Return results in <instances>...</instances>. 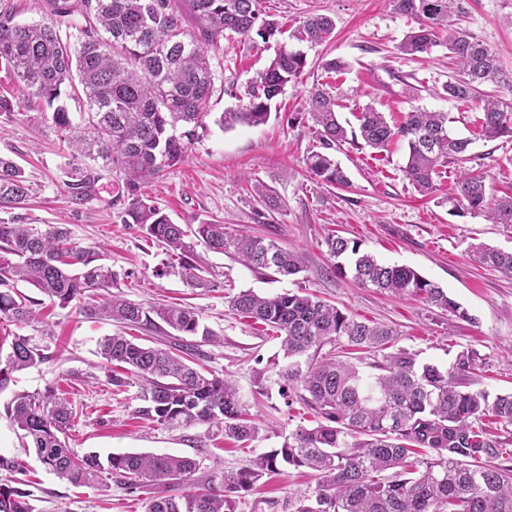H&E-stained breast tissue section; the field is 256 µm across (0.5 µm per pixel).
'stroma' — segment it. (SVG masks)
Returning <instances> with one entry per match:
<instances>
[{"instance_id": "obj_1", "label": "stroma", "mask_w": 512, "mask_h": 512, "mask_svg": "<svg viewBox=\"0 0 512 512\" xmlns=\"http://www.w3.org/2000/svg\"><path fill=\"white\" fill-rule=\"evenodd\" d=\"M460 3L452 28L467 30L496 53L504 70L512 71V0ZM261 8L283 23V34L267 41L257 36L230 39L223 53L212 55L215 80L206 126L184 161L148 182L144 191L175 223L219 220L231 233L271 236L283 247L299 250L305 270L293 278L267 279L206 250L200 256L208 269L207 287H188L174 275L156 276L167 260L165 249L143 238L135 225L121 223L114 203L121 183L115 173L102 171L91 197L72 200L63 142L41 110L29 106L0 69V98L12 102L10 111L0 112V156L22 166L32 187L24 205L0 210V221L67 225L81 245L105 251L119 275L117 294L146 305L181 303L198 311L202 324L224 342L198 344L196 362L232 376L260 428L258 439L243 448L204 424L168 429L137 417L138 385L113 390L97 367L98 343L114 332L113 323L85 316L72 306L59 307L37 288L18 283V290L34 301L36 319L25 324L0 319V355L8 353L9 337L20 335L42 346L47 359L13 373L8 388L0 392V454L22 463L23 487L33 512H146L154 488L107 475L80 487L58 479L33 449L23 447L5 416L3 405L16 392L54 386L67 394L76 411L68 443L76 453L94 452L103 458L127 452L189 456L198 464L191 477L195 484L220 481L222 473L245 468L256 456L280 447L296 426L310 425L311 415L299 404H286L280 394L274 368L288 359L278 332L231 310L230 297L242 290L265 296L289 290L316 294L356 319L393 326L397 346L417 352L424 362L446 366L458 351L475 349L482 358L476 388L493 395L512 391V277L477 264L469 251L477 243L511 250L512 229L449 212L446 197L456 185V164H444L435 192L421 195L404 172L407 147L402 143L385 150L343 144L335 158L350 179L349 187L312 178L306 157L320 143L305 110L306 99L314 85L323 83L339 98L344 120L368 104L391 121L417 107L447 113L449 130L472 140L468 170L487 173V191L499 197L512 193V138L479 137L478 103L445 97L442 87L452 73L446 45L421 58L400 52L401 41L417 22L396 12L390 0H262ZM311 12L335 20L334 34L325 43L291 37L299 20ZM284 47L304 53L306 66L298 82L289 83L272 102L268 123L227 130L216 125L221 113L246 104L248 89ZM330 58L346 61L347 70L326 74L321 64ZM258 182L283 201L264 224L254 214L252 186ZM332 234L439 284L468 311L469 320L449 316L419 298L390 297L360 287L352 278L332 275L325 244ZM314 486L311 471L279 466L240 499L237 512H295Z\"/></svg>"}]
</instances>
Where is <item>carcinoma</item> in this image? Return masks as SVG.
<instances>
[{
	"instance_id": "1",
	"label": "carcinoma",
	"mask_w": 512,
	"mask_h": 512,
	"mask_svg": "<svg viewBox=\"0 0 512 512\" xmlns=\"http://www.w3.org/2000/svg\"><path fill=\"white\" fill-rule=\"evenodd\" d=\"M41 19L16 21L11 7L0 8V67L15 79L29 101L50 109L46 119L67 143L71 158L68 192L83 200L92 195L109 169L122 178L117 202L121 221L134 224L142 236L165 245L169 262L156 271L179 274L192 288L206 285L204 262L194 239L264 277L296 276L304 271L299 252L272 238L238 236L218 221L176 224L151 203L142 186L164 168L183 161L205 127L213 92L210 52L224 49L234 35L266 40L279 22L263 15L261 0H41ZM396 11L415 17L417 29L399 46L401 53L421 56L438 44L458 0H392ZM334 20L313 13L293 37L311 44L329 40ZM448 58L459 77L443 90L457 102L480 101L481 135L512 137V106L497 96L480 94L492 83L512 93V73L467 31L448 35ZM306 57L280 50L248 92L236 112H224L217 123L258 127L270 118L271 101L301 76ZM84 96L87 117L77 123L62 95ZM336 98L323 87L309 91L311 116L321 150L306 159L308 171L338 187L350 181L328 151L347 142L337 117ZM361 140L385 149L395 141L408 147L407 178L424 195L434 191V176L443 162H469L471 140L451 135L448 113L415 108L398 124L366 106L354 113ZM25 170L0 157V210L17 208L29 196ZM256 217L262 223L282 208L273 191L253 186ZM450 212L483 216L492 224L512 227V196L492 200L486 175L469 170L448 196ZM334 271L363 287L398 298L419 297L448 314L471 316L444 288L407 266L385 265L360 245L332 235L326 239ZM487 267L512 277V251L470 245ZM26 282L62 307L105 318L118 330L98 342L109 385L121 389L139 380L137 415L168 428L207 424L237 442H253L259 428L248 418L236 384L228 374L200 371L167 348L143 338L136 343L124 329L156 333L168 327L207 343L223 338L200 329L199 313L188 307L144 305L112 294L117 274L93 247L75 241L64 224L0 222V315L20 323L34 319L32 301L14 284ZM242 316L281 333L292 362L276 375L280 395L310 410L316 426H298L281 447L257 456L250 466L184 492L180 488L196 470V461L171 454L122 453L107 457L76 455L67 447L66 431L75 411L52 386L16 393L5 405L11 423L35 448L41 463L58 478L86 486L102 473L137 485L156 487L147 512H236L241 495L256 490L264 475L285 464L317 472L315 487L300 500L297 512H512V392L490 394L472 388L481 356L472 348L457 353L447 367L422 362L419 354L392 348L395 331L381 323L358 321L338 307L303 292L261 296L242 290L230 301ZM345 344L372 357L357 364L324 354L325 346ZM44 350L26 336L12 339L0 360V391L11 375L38 366ZM425 449L423 471L409 468L416 449ZM0 512H31L26 490L0 483Z\"/></svg>"
}]
</instances>
